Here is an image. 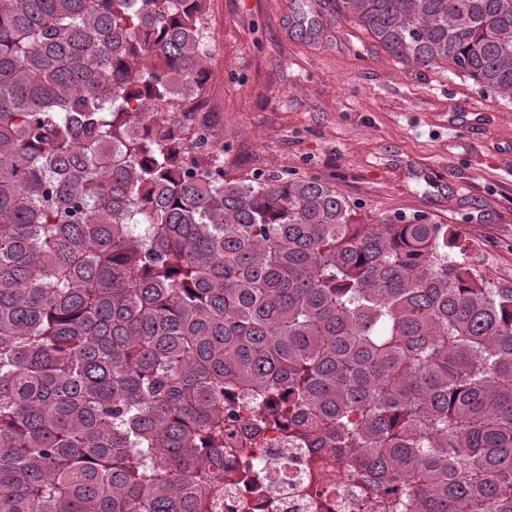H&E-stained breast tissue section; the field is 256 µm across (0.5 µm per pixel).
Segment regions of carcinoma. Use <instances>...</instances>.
I'll use <instances>...</instances> for the list:
<instances>
[{"label": "carcinoma", "mask_w": 512, "mask_h": 512, "mask_svg": "<svg viewBox=\"0 0 512 512\" xmlns=\"http://www.w3.org/2000/svg\"><path fill=\"white\" fill-rule=\"evenodd\" d=\"M299 26L318 4L302 3ZM206 0H0V512H201L234 390L382 512H512V282L449 224L231 177L174 112ZM402 63L512 96V0H341Z\"/></svg>", "instance_id": "carcinoma-1"}]
</instances>
